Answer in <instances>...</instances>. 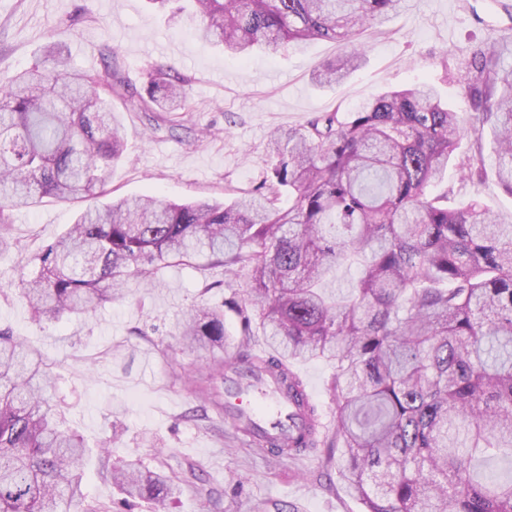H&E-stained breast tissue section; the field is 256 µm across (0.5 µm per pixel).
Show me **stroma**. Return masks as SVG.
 Segmentation results:
<instances>
[{"mask_svg": "<svg viewBox=\"0 0 512 512\" xmlns=\"http://www.w3.org/2000/svg\"><path fill=\"white\" fill-rule=\"evenodd\" d=\"M196 24L193 10L173 17L149 0H0V76L43 60L52 43L75 69L90 72L102 70L101 52L112 49L139 87L148 81L149 62L174 66L189 80L187 102L163 130L150 132L136 113L114 102L124 153L108 188L115 198L152 194L183 202L256 190L270 166L274 130L352 108L387 87L431 84L449 108L469 118L461 81L474 45L497 43L512 65V0H407L399 15L358 36L366 60L333 87L315 85L311 71L341 54L337 43L316 40L241 60L198 40ZM494 147L491 133H484L481 178L452 168L442 185L454 203L476 199L508 216L512 194L495 175ZM84 208L46 198L10 211L11 245L0 251V329L25 339L51 367L66 427L85 446L107 450L87 467L89 503L112 512H154L146 500L122 506L104 467L133 457L181 477L171 512H267L274 502L296 504L300 512H364L339 479L340 454L273 460L232 443V426L216 406L223 384L212 382L213 404L198 394L196 381L207 364L182 348L179 323L194 305L223 306L243 291L247 271L228 277L200 260L166 268L160 287L130 286L86 315L45 322L32 314L20 297L21 278ZM291 368L311 393L323 434H332L331 367L310 360Z\"/></svg>", "mask_w": 512, "mask_h": 512, "instance_id": "stroma-1", "label": "stroma"}]
</instances>
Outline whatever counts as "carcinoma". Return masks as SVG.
<instances>
[{
	"instance_id": "obj_1",
	"label": "carcinoma",
	"mask_w": 512,
	"mask_h": 512,
	"mask_svg": "<svg viewBox=\"0 0 512 512\" xmlns=\"http://www.w3.org/2000/svg\"><path fill=\"white\" fill-rule=\"evenodd\" d=\"M404 0H193L200 39L246 57L311 40L349 50L312 70L338 84L364 60L352 43ZM482 44L462 89L465 121L435 88L384 90L270 136L263 190L227 202H172L150 195L82 210L38 255L21 295L42 320L94 311L132 281L199 259L251 272L231 301L242 319L240 355L297 403L307 427L286 443L259 441L249 417L236 439L273 459L325 445L342 449L340 478L366 512H512V480L480 473L512 459V217L478 202L451 207L434 192L448 165L480 175L462 137L480 144L495 128L496 174L512 193V67ZM145 92L107 57L102 72L46 59L0 78V223L6 211L45 197L77 202L104 193L124 151L112 100L155 121L185 108L186 80L149 64ZM355 268L331 300L325 281ZM268 350L247 345L252 326ZM188 348L224 344V310L194 308L182 322ZM322 359L335 372L336 440L319 439V414L303 398L294 360ZM85 448L64 427L55 378L41 354L0 331V512H101L85 504ZM128 503L148 498L167 512L175 478L128 460L111 471Z\"/></svg>"
}]
</instances>
